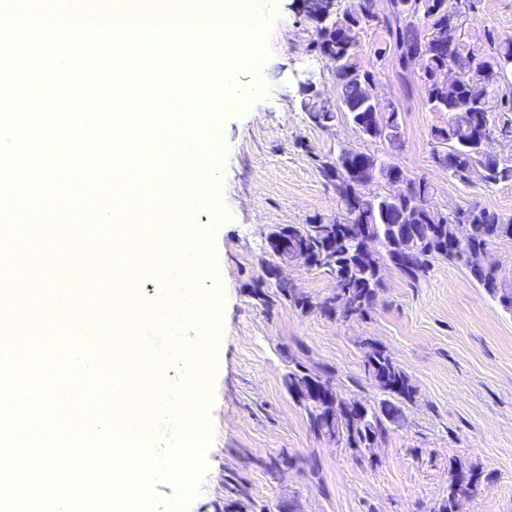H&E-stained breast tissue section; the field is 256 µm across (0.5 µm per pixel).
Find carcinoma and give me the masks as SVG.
<instances>
[{"mask_svg": "<svg viewBox=\"0 0 512 512\" xmlns=\"http://www.w3.org/2000/svg\"><path fill=\"white\" fill-rule=\"evenodd\" d=\"M396 22L393 30L394 45L398 60L406 52L419 46L424 39L423 30L438 36H456L458 17L448 11L447 0H413V10L400 15L392 12ZM374 19L369 0H360L358 13L350 16L343 12L336 18L338 27L361 26ZM493 51L478 60L465 52L461 44L455 48L430 49L419 67V78L423 82L425 97L423 104L431 112L448 113V122L431 131L432 155L436 162L448 169V175L460 182H470L471 175L480 172L487 184L512 182V164L494 157H486L477 148L484 132V123L490 120L487 105L493 94L499 91L500 82L512 72V36L492 38ZM313 51L340 68L336 72V86L343 112L353 124L362 125L363 135L380 139L391 148L401 146V119L393 104L381 105L370 99V88L375 83V74L357 67L353 58L356 46L345 47L341 40L327 48L324 42H312ZM457 71L460 85L453 95H443L435 81L437 71L442 68ZM430 185L423 180H412V193L408 199L378 195L363 187L357 188L350 204L357 211L359 226L365 238L378 241L381 250L374 251L364 264L356 262L355 254L361 243L348 237L351 225H336L335 241L322 232L319 224L289 225L293 239L309 252L314 266L324 268L336 275V294L327 298L322 309L329 316L345 320L364 318L374 305L380 286L376 269L380 260L387 259L406 278L418 280L435 259L465 267L473 280L492 297L501 308L512 313V287L499 279L492 267H475L466 259L476 255L497 240L512 239V218L506 220L500 214L485 207L474 206L466 214L467 236L463 243L456 238L455 224L460 216L444 215L426 205L429 201ZM280 293L291 304L305 310L308 298L297 293L288 283L277 284ZM364 369L379 389L389 398L378 405L366 406L358 400H346L335 396L336 419L329 423L325 409L321 407V395L327 391L329 376L312 371L296 363L288 373L287 386L293 389L304 385L306 399L302 401L307 412L310 429L320 436L324 428L332 425L337 440L357 450L373 447L376 436H385L388 426L399 420L400 406L393 401L397 397L412 401L415 389L408 375L392 360L385 350L373 346L366 352ZM451 472L460 482L448 484V497L442 500L433 512H452L454 502L462 496L472 497L478 492L480 473L471 464L454 462Z\"/></svg>", "mask_w": 512, "mask_h": 512, "instance_id": "obj_1", "label": "carcinoma"}]
</instances>
